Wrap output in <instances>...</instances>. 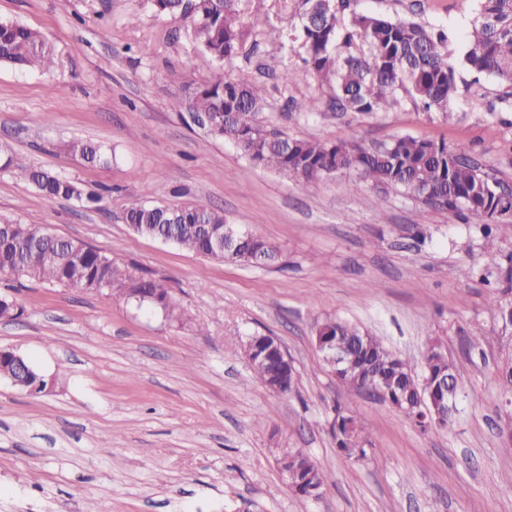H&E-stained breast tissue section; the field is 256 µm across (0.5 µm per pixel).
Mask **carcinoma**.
I'll use <instances>...</instances> for the list:
<instances>
[{
    "label": "carcinoma",
    "instance_id": "obj_1",
    "mask_svg": "<svg viewBox=\"0 0 512 512\" xmlns=\"http://www.w3.org/2000/svg\"><path fill=\"white\" fill-rule=\"evenodd\" d=\"M157 10L190 20L192 32L204 57L213 64L210 80L196 88L192 107L199 113H224V120L209 129L212 136L237 145L252 162L296 179L303 191L337 173H352L359 183H370L386 193L418 195L432 189L448 201L447 210L489 219L500 199L485 190L492 177L460 153L441 142L400 137L374 149L347 141L327 143L298 139L277 129H265L259 120L264 108L265 87L248 71L234 75L224 64L239 55L249 29L237 0H155ZM350 0H295L299 24L294 39L306 54L304 62L335 89L336 108L341 112H377L394 104L400 90L408 93L428 112L453 117L455 66L450 62L448 36L442 30L427 29L417 23L392 21L373 15L348 13ZM361 48L345 55L338 44ZM50 49L41 35L10 20H0V64L20 71H40ZM462 64L468 69L494 77L512 91V0H479V10L469 31V48ZM67 152L87 162L101 158L99 145L85 140L65 144ZM6 165L25 173L43 194L53 198L87 199L75 181L25 163L10 155ZM124 221L143 238L174 237L177 246L217 262L235 261L247 266H275L281 254L266 238L242 236L233 253L206 247L199 223L217 227L227 223L224 212L200 209L196 204L172 208L132 200L124 209ZM48 238L47 248L38 256L19 264L27 241ZM0 274L29 281L62 285L94 292L104 280L123 295H140L142 304L177 317L169 301L154 299L156 281L130 276L114 262L105 263L93 248L66 246L64 238L41 224L10 223L0 232ZM316 335L336 337L345 353V367L336 374L340 383L356 394L381 386L398 384L399 397L417 390L440 391L441 380L457 378L452 362L429 347V372L418 378L412 361L391 352L382 340L347 322L327 317L318 322ZM336 448L351 457L367 453V440L354 416L339 409L330 423ZM329 476L307 454L288 453V482L293 491L307 499L318 489H326Z\"/></svg>",
    "mask_w": 512,
    "mask_h": 512
}]
</instances>
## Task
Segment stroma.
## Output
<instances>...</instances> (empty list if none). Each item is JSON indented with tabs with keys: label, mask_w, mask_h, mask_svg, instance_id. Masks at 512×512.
<instances>
[{
	"label": "stroma",
	"mask_w": 512,
	"mask_h": 512,
	"mask_svg": "<svg viewBox=\"0 0 512 512\" xmlns=\"http://www.w3.org/2000/svg\"><path fill=\"white\" fill-rule=\"evenodd\" d=\"M351 8L444 30L458 60L479 0ZM239 9L258 48L232 66L265 68L264 125L366 148L403 136L442 141L512 185V96L493 77L458 69L450 120L403 91L379 112H339L292 41V0H239ZM0 19L37 30L52 52L41 72L0 64V146L100 198L48 197L0 154V223L43 224L83 241L163 283L190 318L0 275V295L23 309L0 321V346L56 381L38 396L0 381V512H512L503 482L512 405L496 375L512 332L488 308L512 268V219L488 225L348 173L304 193L254 165L186 106L212 65L188 22L158 13L153 0H0ZM292 99L310 101L311 112H288ZM73 139L101 145L102 159L68 154ZM138 198L223 210L278 246L281 265L219 263L136 237L122 212ZM326 317L418 364L439 341L460 382L448 428L421 430L379 398L348 391L315 344L314 325ZM257 332L277 336L293 359L291 393L255 377L241 342ZM468 336L483 337L480 349L464 350ZM337 406L359 419L366 458L337 451ZM287 450L329 474L320 500L291 489L277 464Z\"/></svg>",
	"instance_id": "1"
}]
</instances>
